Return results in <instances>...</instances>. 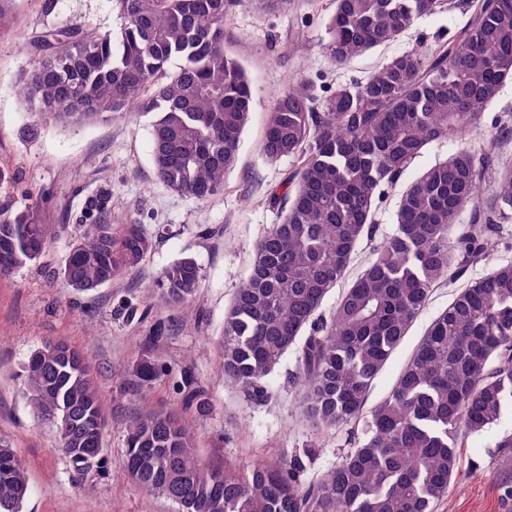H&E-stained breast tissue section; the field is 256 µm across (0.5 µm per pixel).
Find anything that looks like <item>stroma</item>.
Instances as JSON below:
<instances>
[{"instance_id":"stroma-1","label":"stroma","mask_w":512,"mask_h":512,"mask_svg":"<svg viewBox=\"0 0 512 512\" xmlns=\"http://www.w3.org/2000/svg\"><path fill=\"white\" fill-rule=\"evenodd\" d=\"M332 11L331 0H292L287 13L269 16L253 0H238L224 26V47L242 65L257 90L238 159L223 192L198 200L156 182L150 156L149 120L132 115L65 129L31 112L18 92L38 39L63 27L117 31L112 0H14L0 19V208L21 210L39 203L45 223L64 224L39 262L0 277V444L14 448L26 464L30 490L22 512H178L177 505L141 491L124 465L125 425L136 412H184L202 457L213 467L244 470L271 456H315L301 476L318 481L356 445L360 425L318 429L301 412L292 382L295 353H287L268 380L262 403L228 387L219 368L218 341L224 310L249 272L257 242L276 221L270 193L294 162L272 165L258 144L276 92L304 81L319 99L340 84L364 80L392 56L436 47L467 18L466 0H449L418 19L396 42L336 67L318 48ZM495 143L501 160H512V83L470 132L467 145ZM398 189L379 203L371 240L362 242L348 276L356 278L374 245L395 234ZM144 224L154 246L140 267L91 294L78 293L59 277L73 239L98 220ZM485 257L468 263L455 282L435 288L428 305L374 380L367 401L375 406L393 387L430 323L466 285L495 266L512 261V220L498 224ZM194 258L202 272L195 299L170 308L151 285L174 260ZM168 328L159 343H147L155 322ZM48 340H62L86 353L97 374L106 426L105 461L82 481L73 478L58 449L56 430L37 420L23 395L22 374L30 356ZM166 364L167 377L137 387V362ZM190 370L212 403L209 413L183 411L174 384ZM512 434V414L460 448V467L450 492L435 512H512V448L496 442Z\"/></svg>"}]
</instances>
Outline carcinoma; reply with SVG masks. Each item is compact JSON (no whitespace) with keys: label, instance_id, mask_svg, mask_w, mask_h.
Masks as SVG:
<instances>
[{"label":"carcinoma","instance_id":"carcinoma-1","mask_svg":"<svg viewBox=\"0 0 512 512\" xmlns=\"http://www.w3.org/2000/svg\"><path fill=\"white\" fill-rule=\"evenodd\" d=\"M116 34L66 28L44 37L19 93L41 115L81 128L122 118L136 107L150 118L151 161L164 187L207 200L224 190L250 122L254 90L224 49V25L237 0H114ZM321 52L331 64L398 40L435 13L439 0H333ZM464 25L434 48L389 59L365 80L339 85L321 102L308 84L282 90L258 148L270 163L297 168L272 193L280 221L257 244L247 277L224 312L219 341L224 380L262 401L267 378L296 350L294 380L313 426L364 421L356 448L317 483L305 485L301 457L258 461L245 472L217 469L199 455L182 419L137 414L126 427L125 466L142 490L180 512H434L459 468L458 448L512 410V263L459 292L427 328L390 393L364 411L373 381L426 308L434 288L457 279L454 254L488 252L497 221L512 209V162L494 163L491 146L458 144L512 82V0H468ZM457 145L401 193L396 233L374 250L345 289L330 320L317 313L372 236L384 188L398 182L432 144ZM495 174V211L476 204L477 186ZM473 208L468 224L461 212ZM66 225L43 222L38 204L0 210V276L37 262ZM153 249L142 224L102 221L71 244L61 268L78 292L94 291L139 267ZM194 259L158 275L162 303L195 298ZM137 377L166 375L144 359ZM27 400L52 422L76 475L101 460L105 411L87 357L49 341L24 370ZM179 390L189 409L209 407L191 373ZM29 477L16 451L0 447V512H21Z\"/></svg>","mask_w":512,"mask_h":512}]
</instances>
